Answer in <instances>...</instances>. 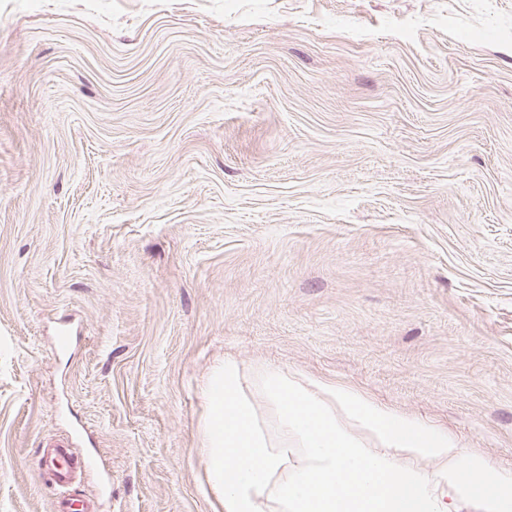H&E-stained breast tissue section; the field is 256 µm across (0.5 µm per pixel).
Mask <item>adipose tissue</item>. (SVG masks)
Instances as JSON below:
<instances>
[{
    "label": "adipose tissue",
    "mask_w": 512,
    "mask_h": 512,
    "mask_svg": "<svg viewBox=\"0 0 512 512\" xmlns=\"http://www.w3.org/2000/svg\"><path fill=\"white\" fill-rule=\"evenodd\" d=\"M208 484L224 512H448L449 489L512 512V478L461 455L447 432L340 384L225 359L202 391ZM430 459L431 474L406 465Z\"/></svg>",
    "instance_id": "adipose-tissue-1"
}]
</instances>
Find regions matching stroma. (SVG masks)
I'll return each instance as SVG.
<instances>
[{
  "mask_svg": "<svg viewBox=\"0 0 512 512\" xmlns=\"http://www.w3.org/2000/svg\"><path fill=\"white\" fill-rule=\"evenodd\" d=\"M227 356L512 476V0H0V512H222Z\"/></svg>",
  "mask_w": 512,
  "mask_h": 512,
  "instance_id": "obj_1",
  "label": "stroma"
}]
</instances>
